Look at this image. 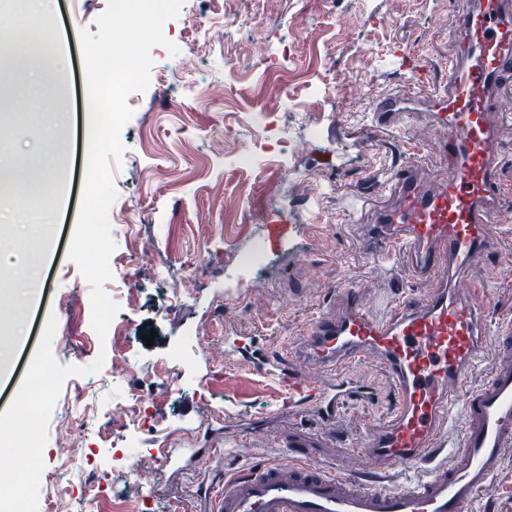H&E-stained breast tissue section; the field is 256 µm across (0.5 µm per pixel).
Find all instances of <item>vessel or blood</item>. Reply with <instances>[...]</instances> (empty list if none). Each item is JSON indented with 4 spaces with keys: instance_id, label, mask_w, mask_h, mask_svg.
<instances>
[{
    "instance_id": "1",
    "label": "vessel or blood",
    "mask_w": 512,
    "mask_h": 512,
    "mask_svg": "<svg viewBox=\"0 0 512 512\" xmlns=\"http://www.w3.org/2000/svg\"><path fill=\"white\" fill-rule=\"evenodd\" d=\"M453 39L460 50L442 93H393L374 109L385 116L427 112L449 160L442 171L406 163L387 197L349 204L360 215L363 241L378 256L402 252L425 295L402 299L372 317L354 290L322 310L285 351L281 378L292 413L312 411L333 426L351 400L368 401L372 385L349 371L373 356L389 379L396 405L370 426L358 453L389 468H411L407 485L355 483L304 463L271 464L222 482L209 512H466L512 447V322L494 331V360L482 384L472 370L484 356V308L473 278L480 256L501 252L512 229L502 221L512 192L501 179L498 134L511 119L497 102L512 92V0H457ZM460 410L459 442L432 464L437 438ZM211 448H164L160 466L196 467Z\"/></svg>"
}]
</instances>
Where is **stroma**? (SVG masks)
Here are the masks:
<instances>
[{"label":"stroma","instance_id":"35a3bbf8","mask_svg":"<svg viewBox=\"0 0 512 512\" xmlns=\"http://www.w3.org/2000/svg\"><path fill=\"white\" fill-rule=\"evenodd\" d=\"M455 0H238L236 20L224 24V0H185L164 34L180 49L151 51L150 83L132 93L134 110L123 128L120 166L113 169L117 198L110 213L117 252L130 235L152 240L157 251L127 254L104 285L138 290L127 313L130 353L141 361L162 358L173 346L188 353L190 387L170 394L164 378L139 372L123 378L110 365L82 376L98 420L84 429L90 443L117 438L104 425L113 402L134 396L156 403L173 423L171 433H144V448H198L204 426L222 423V467L203 464L188 472L150 465L125 476L126 486L151 488L149 512H199L204 494L224 478L265 463L309 462L330 474L362 476L354 450L371 422L390 412L395 398L380 369L365 360L355 375L374 382L379 399L351 403L330 429L312 416L289 417L276 376L258 361H282L290 341L316 314L356 289L377 316L386 305L424 293L426 282L404 261L380 263L367 251L346 210L355 196L384 194L406 162L438 169L443 157L425 112L402 113L396 124L374 126L372 107L387 94L411 87L437 92L448 87L450 33ZM107 0H52L50 23L65 47L67 137L60 147L61 173L69 182L65 203L53 211L51 250L40 266L42 287L26 309L21 343L0 377V413L14 400L60 300L75 304V331L92 333L91 288L67 253L86 182L89 140L87 82L81 30L98 32L96 17ZM347 71L353 99L338 107L334 92L312 98L304 82L327 81V63ZM231 128L233 139L218 144L212 132ZM303 141L288 167L276 163L281 145ZM25 177L40 176L47 149L26 127L10 135ZM282 226L280 238L266 225ZM193 270L203 285L189 300L164 299L165 276ZM476 277L488 288L487 329L512 320V249L480 258ZM154 334L153 345L144 335ZM252 343L236 354L233 342ZM65 380L50 415L43 451L46 469L64 458L58 422L77 413ZM318 438L315 448L290 452L288 429ZM108 449L77 461L76 493L93 491L105 512H119L113 497ZM467 512H512V449L500 470Z\"/></svg>","mask_w":512,"mask_h":512}]
</instances>
